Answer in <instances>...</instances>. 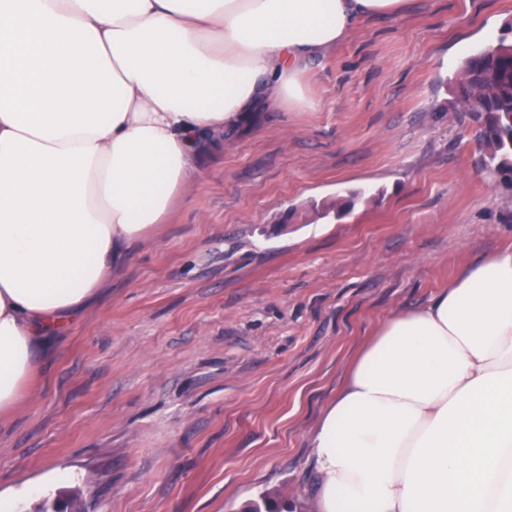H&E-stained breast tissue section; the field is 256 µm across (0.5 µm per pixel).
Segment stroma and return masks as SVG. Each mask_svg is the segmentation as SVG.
<instances>
[{"label": "stroma", "mask_w": 512, "mask_h": 512, "mask_svg": "<svg viewBox=\"0 0 512 512\" xmlns=\"http://www.w3.org/2000/svg\"><path fill=\"white\" fill-rule=\"evenodd\" d=\"M512 0H407L206 153L0 415L13 512H318L313 436L393 312L512 245V191L448 105ZM343 205V216L326 206Z\"/></svg>", "instance_id": "stroma-1"}]
</instances>
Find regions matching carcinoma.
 Returning <instances> with one entry per match:
<instances>
[{
  "label": "carcinoma",
  "mask_w": 512,
  "mask_h": 512,
  "mask_svg": "<svg viewBox=\"0 0 512 512\" xmlns=\"http://www.w3.org/2000/svg\"><path fill=\"white\" fill-rule=\"evenodd\" d=\"M453 106L476 128L484 168L512 189V44L463 61Z\"/></svg>",
  "instance_id": "carcinoma-1"
}]
</instances>
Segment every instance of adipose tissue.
I'll return each mask as SVG.
<instances>
[{
  "label": "adipose tissue",
  "mask_w": 512,
  "mask_h": 512,
  "mask_svg": "<svg viewBox=\"0 0 512 512\" xmlns=\"http://www.w3.org/2000/svg\"><path fill=\"white\" fill-rule=\"evenodd\" d=\"M406 0H0V412L204 137ZM323 512H512V249L391 314L315 434Z\"/></svg>",
  "instance_id": "1"
}]
</instances>
